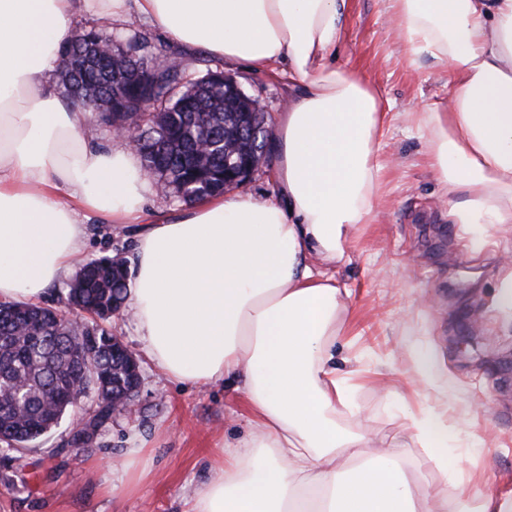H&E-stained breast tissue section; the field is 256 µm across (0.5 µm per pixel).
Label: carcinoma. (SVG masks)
I'll list each match as a JSON object with an SVG mask.
<instances>
[{
  "instance_id": "carcinoma-1",
  "label": "carcinoma",
  "mask_w": 512,
  "mask_h": 512,
  "mask_svg": "<svg viewBox=\"0 0 512 512\" xmlns=\"http://www.w3.org/2000/svg\"><path fill=\"white\" fill-rule=\"evenodd\" d=\"M111 33L78 30L64 49L65 61L72 49H85ZM199 112H170L162 136L167 139L170 178L189 182L194 171L182 166L183 156L195 151L203 140L211 145L212 167L224 173V135L234 129L236 115L220 97H206ZM128 270L124 263L102 256L83 264L69 285L66 300L76 310L105 320L119 313L128 300ZM94 336V375L86 391L98 401L99 418L112 414V393L124 397L135 394V383L128 364L115 357L118 342L95 321L82 325L66 322V314L56 308L27 303L0 304V440L9 447H23L60 424L73 407L66 391L78 375L75 362L79 336Z\"/></svg>"
}]
</instances>
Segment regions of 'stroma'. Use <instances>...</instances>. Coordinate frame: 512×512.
Masks as SVG:
<instances>
[{
    "label": "stroma",
    "mask_w": 512,
    "mask_h": 512,
    "mask_svg": "<svg viewBox=\"0 0 512 512\" xmlns=\"http://www.w3.org/2000/svg\"><path fill=\"white\" fill-rule=\"evenodd\" d=\"M386 8V0H350L347 39L336 52L337 66L379 88L388 114L379 138V213L335 265L348 296L334 363L356 384L357 412L343 426L385 437L410 414L442 413L450 429L441 451L447 468L413 444L403 451L406 476L421 486L447 482L452 504L477 488L511 498L512 305L499 284L512 270V224L449 223L428 145L402 118L432 103L447 106L448 73L429 55L407 54ZM111 29L145 36L150 57L179 58L190 80L222 66L263 102L270 123L288 102L287 79L185 49L150 19L132 14ZM137 233L134 224L91 218L83 257L133 262ZM107 327L140 365L136 415L112 418L84 451H72L74 431L97 408L88 395L47 435L20 450L0 448V512H185L221 459L217 444L245 432L247 413L231 385L167 379L128 312ZM419 349L434 360L438 388L412 371ZM143 444L148 453H140ZM130 460L149 477L135 491L112 493Z\"/></svg>",
    "instance_id": "obj_1"
}]
</instances>
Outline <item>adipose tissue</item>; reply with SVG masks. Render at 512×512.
<instances>
[{
  "label": "adipose tissue",
  "instance_id": "1",
  "mask_svg": "<svg viewBox=\"0 0 512 512\" xmlns=\"http://www.w3.org/2000/svg\"><path fill=\"white\" fill-rule=\"evenodd\" d=\"M411 55L448 71V105L409 120L456 224H512V0H387ZM187 48L255 69L292 89L272 142L279 197H208L178 216L142 207L151 184L128 140L98 148L87 113L60 98L61 51L85 14L129 8ZM349 0H0V301L36 300L83 251L86 217L136 224L130 309L165 375L233 383L244 437L193 491L188 512H448L443 484L414 489L400 450L448 437L443 414L409 416L382 451L342 428L354 411L330 352L343 260L376 215L386 117L378 91L336 68Z\"/></svg>",
  "mask_w": 512,
  "mask_h": 512
}]
</instances>
